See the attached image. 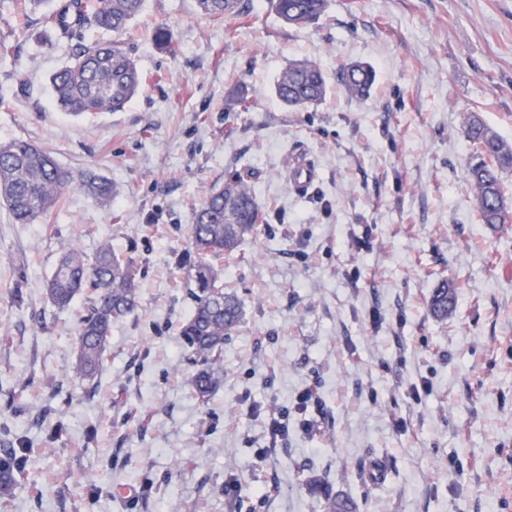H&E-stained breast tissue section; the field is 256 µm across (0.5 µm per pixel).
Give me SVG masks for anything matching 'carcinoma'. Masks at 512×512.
<instances>
[{"label":"carcinoma","mask_w":512,"mask_h":512,"mask_svg":"<svg viewBox=\"0 0 512 512\" xmlns=\"http://www.w3.org/2000/svg\"><path fill=\"white\" fill-rule=\"evenodd\" d=\"M45 7L48 28L61 40H71L85 31L118 34L142 12L145 0H32ZM283 23L304 27L326 12L328 0H271ZM199 11L220 20L243 13L241 0H196ZM376 79L374 69L349 62L336 72V80L353 98L366 97ZM142 74L132 55L117 40L97 38L79 42L70 60L50 78L56 104L73 117L119 112L139 92ZM326 78L320 67L306 59H294L280 73L276 92L288 107L300 111L321 101ZM465 135L477 153L466 168L465 179L474 191L481 223L490 226L505 221L508 196L502 179L512 170V145L491 130L480 117H469ZM253 174L236 172L224 187L214 192L198 209L188 226L194 271L186 295L191 312L184 321L181 338L191 349L197 371L191 377L195 393L205 398L221 383L217 367L224 340L242 321L238 299L224 291L223 271L212 259L232 253L247 235L257 232L265 220L251 190ZM72 186L84 189L101 202L116 193L112 182L93 173L76 179L43 148L27 142L0 143V208L15 224H35L47 219L62 192ZM47 294L58 308L68 307L79 295L86 298L85 313L77 321L75 370L84 379L97 372L107 351L112 323L132 315L139 306V268L131 259L116 255L112 245L100 247L95 261L71 247L63 251L47 283ZM454 285L443 281L433 289L429 310L437 320L448 318L454 307ZM24 458L7 451L0 456V491L8 493ZM325 501L326 512H353L350 500L340 498L319 483L312 487Z\"/></svg>","instance_id":"obj_1"}]
</instances>
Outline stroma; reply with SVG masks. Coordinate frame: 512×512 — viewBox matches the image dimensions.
<instances>
[{"instance_id":"1","label":"stroma","mask_w":512,"mask_h":512,"mask_svg":"<svg viewBox=\"0 0 512 512\" xmlns=\"http://www.w3.org/2000/svg\"><path fill=\"white\" fill-rule=\"evenodd\" d=\"M242 6L216 21L195 0H146L118 36L141 91L77 119L49 86L72 43L0 0V140L117 190L69 188L46 224L0 210V445L27 458L0 512H322L319 479L356 512H512V222H478L464 133L475 113L512 142V0H329L303 28L269 0ZM160 25L171 45L154 43ZM295 58L327 81L300 112L275 94ZM354 61L376 71L362 99L336 82ZM235 86L248 108L227 109ZM300 164L316 173L303 191ZM244 169L266 222L222 262L243 320L205 400L179 336V259L194 211ZM105 242L134 258L141 306L85 381L84 303L57 308L45 288L62 251ZM445 280L455 309L439 322L428 303ZM272 408L309 430L266 449Z\"/></svg>"}]
</instances>
